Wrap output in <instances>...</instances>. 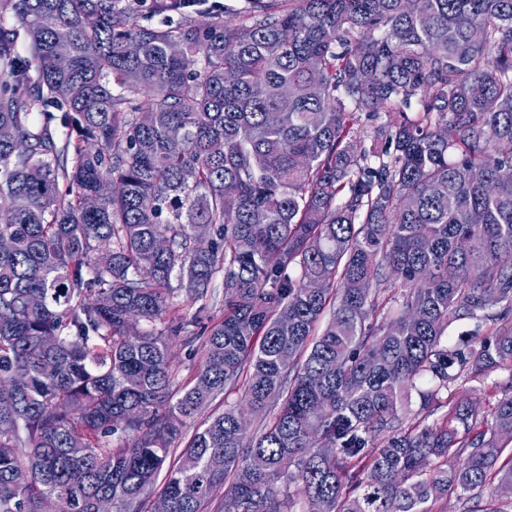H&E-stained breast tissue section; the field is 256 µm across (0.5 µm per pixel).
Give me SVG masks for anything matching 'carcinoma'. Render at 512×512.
Masks as SVG:
<instances>
[{"mask_svg":"<svg viewBox=\"0 0 512 512\" xmlns=\"http://www.w3.org/2000/svg\"><path fill=\"white\" fill-rule=\"evenodd\" d=\"M142 2L0 0V512H143L162 471L171 512H509L512 387L466 392L512 368V0ZM359 111L395 116L361 150ZM219 277L178 389L157 324ZM236 389L260 429L172 458ZM512 382L511 370H498L492 373L482 384L472 383L469 386L473 387L470 395L474 402L482 409V411L489 410V405L494 403L495 398L498 396L500 390H504L510 386ZM498 391V392H497ZM497 396H494V394ZM242 396V390H235L232 393L220 394L215 400H213L209 406L204 408L201 413L195 418L194 422L192 421L189 426L185 429L183 436L181 439L176 442L175 445V457H177L183 448H185L189 438L194 433V431L199 428L211 415L218 414L222 412L225 408L226 404H231L239 401Z\"/></svg>","mask_w":512,"mask_h":512,"instance_id":"obj_1","label":"carcinoma"}]
</instances>
